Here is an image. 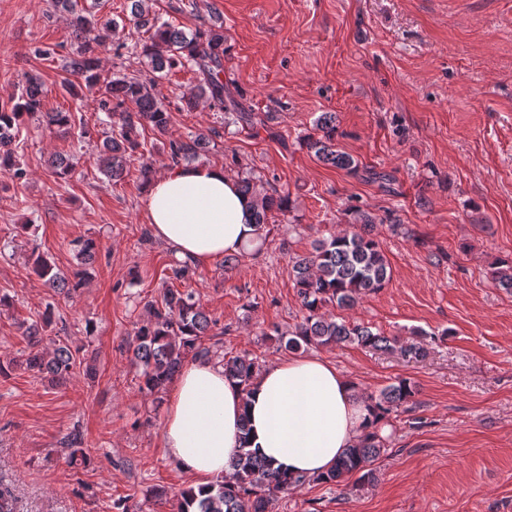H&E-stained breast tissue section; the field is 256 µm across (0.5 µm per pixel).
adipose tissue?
I'll return each mask as SVG.
<instances>
[{
	"instance_id": "obj_1",
	"label": "adipose tissue",
	"mask_w": 512,
	"mask_h": 512,
	"mask_svg": "<svg viewBox=\"0 0 512 512\" xmlns=\"http://www.w3.org/2000/svg\"><path fill=\"white\" fill-rule=\"evenodd\" d=\"M146 211L152 233L198 266L259 239L250 198L220 166L168 169L151 182ZM367 415L361 389L318 356L275 360L246 392L222 366L196 360L170 383L163 442L204 486L230 477L246 423L253 448L282 469L315 477L358 440Z\"/></svg>"
}]
</instances>
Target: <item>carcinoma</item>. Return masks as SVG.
Segmentation results:
<instances>
[{
	"instance_id": "cac0c4a2",
	"label": "carcinoma",
	"mask_w": 512,
	"mask_h": 512,
	"mask_svg": "<svg viewBox=\"0 0 512 512\" xmlns=\"http://www.w3.org/2000/svg\"><path fill=\"white\" fill-rule=\"evenodd\" d=\"M134 25L148 33V39L135 42L138 51L152 73L150 78L114 74L101 77L97 51L120 24L112 17L97 14V3L87 0H51V5L66 14L75 51L65 60L62 69L70 76L65 90L75 96L82 83L98 93V110L118 116V134L102 143L97 158L99 171L107 178L119 181L131 158L139 155L142 143L140 129L150 126L157 134H168L170 117L165 105L154 93L158 75L178 66L187 67L198 76L197 85L183 97L187 110H196L207 103L227 115V123H248L250 114L224 87V27L214 22L187 33L169 23H158L151 15L148 0H130ZM42 83L35 75L26 79L17 96L0 103V169L23 175L12 148L21 133L24 116H37L48 127L68 133L71 113L43 111ZM317 135L307 138L306 147L317 160L334 167L355 172L359 163L351 155L336 149V113L323 112L315 120ZM209 135L203 132L185 139L168 141L169 158L173 165L189 166L201 161ZM239 191L254 202L253 223L262 229L267 214L273 210L288 214L287 195L263 193L250 176L238 181ZM359 230L318 242L313 251L291 258L294 288L306 310L302 321L291 332L285 347L297 350L303 346L356 345L386 353L400 352L405 356H425L423 344L403 342L363 324H352L325 312L328 305L340 309L354 306L359 299L376 293L389 281V267L379 241L373 234L376 218L358 211L354 216ZM36 274L55 293L66 298L83 284L82 273L68 277L55 270L45 258L35 263ZM491 282L498 288L512 290V260H501L489 271ZM148 313L135 331L132 360L141 368L142 389L158 393L180 372L185 359L192 355L206 356V338L224 335L216 331L218 321L206 313L199 299L189 290L165 288L160 299L148 300ZM54 308L47 307L40 320L21 324L28 344L27 366L56 381L66 380L76 368V354L68 345H59L50 353L40 350L44 328L53 322ZM224 376L245 387L258 375L259 366L246 356H232L223 363ZM416 386L407 379H398L377 394L367 395L373 410L370 427L359 442L346 449L336 466L319 477L288 474L273 467L250 448L249 437L231 463L233 480H215L198 489L190 486L174 494L175 512H270L280 493L305 486L310 482L336 484L345 477L359 475L368 484L377 480L374 463L385 453L386 439L382 428L391 424V415L400 405L412 400Z\"/></svg>"
}]
</instances>
